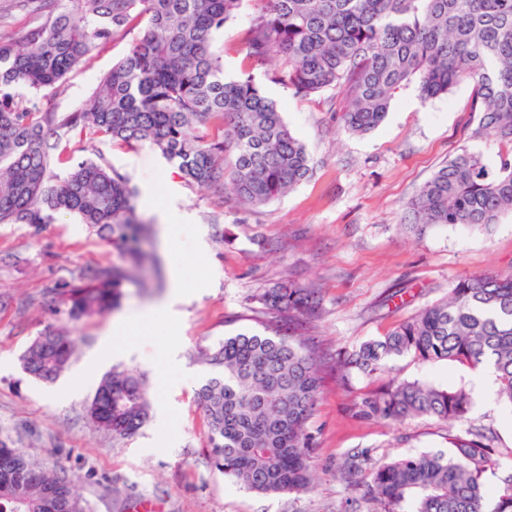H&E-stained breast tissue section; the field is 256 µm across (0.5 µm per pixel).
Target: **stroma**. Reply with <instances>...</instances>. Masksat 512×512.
Returning a JSON list of instances; mask_svg holds the SVG:
<instances>
[{"label":"stroma","mask_w":512,"mask_h":512,"mask_svg":"<svg viewBox=\"0 0 512 512\" xmlns=\"http://www.w3.org/2000/svg\"><path fill=\"white\" fill-rule=\"evenodd\" d=\"M258 0H244L216 45L224 76L251 72L263 94L283 112L310 156V176L272 203L238 206L211 190L188 186L150 145L126 147L72 138L60 147L58 171L77 161L104 158L138 190L145 221L170 215L169 235L144 243L157 269L145 283H125L121 313L146 310L171 288L172 259L182 263L184 295L169 316L131 325L113 337L107 361L94 358L111 315L70 320L67 306L46 303L63 281L80 283L85 270L120 263L112 243L73 216L33 230L0 224V436L47 471L65 470L91 512H344L349 492L336 476L343 457L369 451L377 461L398 454L444 451L448 427L434 417L401 423L352 417L353 403L390 380L465 387L472 397L468 427L491 438L495 452L483 475L488 490L512 474V406L498 400L493 378L456 361L421 365L413 356L389 359L383 370L348 382L326 374L310 430L317 442V479L307 493L261 496L236 485L208 458V427L196 391L209 369L198 350L244 329H260L262 293L284 279L318 288L321 310L303 321L321 355L379 338L393 325L447 296L456 281L487 271H512V215L490 232L435 227L417 237L403 229L404 206L461 147L498 162L497 145L473 141V86L462 82L424 101L406 91L385 120L365 135L342 129V96L329 88L303 99L275 83L265 65H250L241 45ZM118 39L92 48L56 89L41 92L44 112H72L124 56ZM68 327L76 341L69 367L53 383L27 375L20 357L47 329ZM121 365L144 373L153 408L135 434L115 439L85 413L103 376Z\"/></svg>","instance_id":"1"}]
</instances>
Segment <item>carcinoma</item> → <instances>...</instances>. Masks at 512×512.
I'll use <instances>...</instances> for the list:
<instances>
[{
    "instance_id": "1",
    "label": "carcinoma",
    "mask_w": 512,
    "mask_h": 512,
    "mask_svg": "<svg viewBox=\"0 0 512 512\" xmlns=\"http://www.w3.org/2000/svg\"><path fill=\"white\" fill-rule=\"evenodd\" d=\"M243 0H13L20 11L48 14L19 42L0 40V224L37 228L72 214L112 241L123 264L92 269L88 284H63L68 316L104 315L122 283L150 261L141 247L148 228L126 174L83 159L55 172L56 150L75 132L89 140L149 144L185 182L230 187L245 206L269 204L308 178L305 145L251 73L227 81L214 35L234 20ZM244 35L247 56L270 66L271 79L301 98L336 86L341 122L366 134L411 89L423 100L473 85L471 138L506 149L492 170L466 146L407 202L406 229L420 236L438 226L487 232L512 214V0H259ZM127 54L100 79L85 106L42 112L36 95L60 85L97 44L138 26ZM263 305L288 334L242 331L198 352L211 376L197 392L208 426L213 467L258 495L306 493L316 473L308 430L321 393V360L300 319L320 308L315 288L283 282ZM75 340L61 329L37 336L22 369L51 382L67 368ZM411 355L423 364L458 361L493 370L497 395L512 405V272L459 280L441 299L378 340L336 353L346 376L381 369ZM471 407L469 392L430 381H391L353 406L363 419L436 417L448 423L446 453L400 455L374 462L366 451L338 467L353 501L371 512H512V475L490 499L482 475L492 448L472 428L456 430ZM145 374L114 368L87 405L92 422L127 436L150 417ZM0 512H89L74 481L47 472L0 438Z\"/></svg>"
}]
</instances>
